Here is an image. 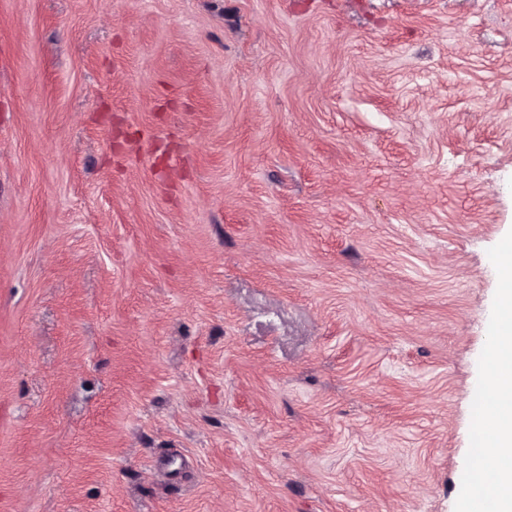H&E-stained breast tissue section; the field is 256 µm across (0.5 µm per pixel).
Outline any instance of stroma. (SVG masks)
Here are the masks:
<instances>
[{"label":"stroma","instance_id":"35a3bbf8","mask_svg":"<svg viewBox=\"0 0 512 512\" xmlns=\"http://www.w3.org/2000/svg\"><path fill=\"white\" fill-rule=\"evenodd\" d=\"M512 236V0H0V512H459Z\"/></svg>","mask_w":512,"mask_h":512}]
</instances>
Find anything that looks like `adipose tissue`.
Instances as JSON below:
<instances>
[{
	"label": "adipose tissue",
	"mask_w": 512,
	"mask_h": 512,
	"mask_svg": "<svg viewBox=\"0 0 512 512\" xmlns=\"http://www.w3.org/2000/svg\"><path fill=\"white\" fill-rule=\"evenodd\" d=\"M502 303L487 346L489 380L476 401L482 428L475 445L474 471L467 485L468 512H512V239L498 251Z\"/></svg>",
	"instance_id": "adipose-tissue-1"
}]
</instances>
